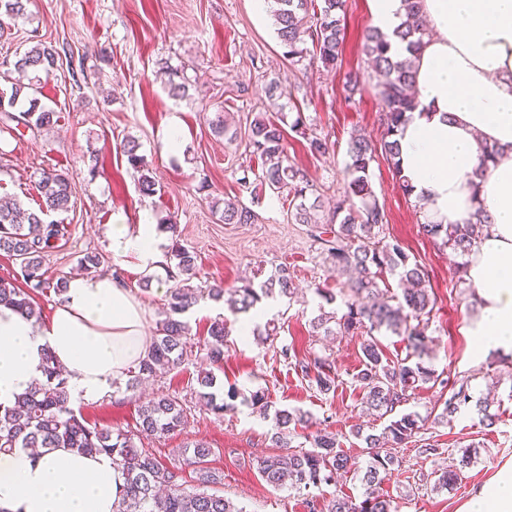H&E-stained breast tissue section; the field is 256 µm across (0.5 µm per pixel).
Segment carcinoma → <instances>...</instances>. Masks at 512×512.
Returning <instances> with one entry per match:
<instances>
[{
    "mask_svg": "<svg viewBox=\"0 0 512 512\" xmlns=\"http://www.w3.org/2000/svg\"><path fill=\"white\" fill-rule=\"evenodd\" d=\"M29 0H0V16L19 18L26 12ZM406 21L399 37L407 42L409 56L399 58L390 53L389 42L376 28L366 31L362 51L368 63L382 77L383 124L386 136L379 149L390 160L400 188L408 195L410 190L401 175L397 132L407 120V113L416 108L410 93L414 82L413 58L423 44L426 30L422 23V0H404ZM272 10L277 25L283 55L297 65L308 53L318 57L325 69L342 64L346 0H273ZM312 47H307V44ZM61 59L52 45L38 43L17 57L14 68L30 75L28 83H14L11 91L0 92V115L12 120L11 109L20 106L19 119L29 127L42 129L53 124L54 112L41 105L39 94L41 77H50ZM249 146L261 160V173L255 178L251 193L293 195L290 218L296 224H309L321 254L333 268L349 275L344 283L353 299L344 301L346 311H322L314 321L326 336H346L358 333L364 336L361 344L362 369L352 380L362 391V403L378 417L389 418V424L379 434H363V428H354V435L365 444L367 460L360 464L356 458L340 449L336 436L317 433L306 437L310 448L289 450L291 433L296 426L308 421V414L299 409L275 411L272 442L283 452L258 460L262 480L280 487L289 480L291 489L302 492L311 487L328 484L340 476L357 480L364 492L359 498L336 495L321 504L307 500L309 512H398L393 499L380 492L381 484L392 475L399 460L395 449L402 448L416 438L424 424L417 413H400L397 408L406 404L423 384L451 387L442 411L434 417L444 422L469 401L468 383L448 384L436 370L424 361L428 355L430 337L427 329L434 308L427 272L403 250L398 241L383 232L386 214L375 199L369 180L370 163L376 149L368 139L359 135L350 137L344 169L345 186L336 201L331 217L322 221L320 196L314 185L291 164L284 143L282 128L269 118H256L248 128ZM139 143L128 138L123 151L128 163L135 169L144 166L138 154ZM41 199L32 209L15 200L0 204V252L11 257L20 267L27 290L23 291L8 279H0V303L12 304L27 316L38 318L33 306V294L54 293L63 296L67 279L48 276L45 261L56 242L64 237L65 225L48 220L53 214L71 208L69 175L57 170L41 173L37 181ZM221 218L226 224H253L257 214L237 200L224 201ZM484 224L478 219L473 224L420 225V232L443 248L468 254L483 233ZM169 260L182 280L170 289L167 304L155 335L146 353L131 370L128 384L137 385L180 367L188 359L187 336L189 326L182 315L204 298L218 300L224 296L222 288L198 289L188 285L197 276V257L194 251L175 242ZM399 278L404 285L402 294L391 293L384 284V274ZM293 276L286 266L275 272L259 287L248 282L234 290L229 307L232 313H247L260 296L286 297L291 294ZM390 332L407 340L405 357L387 356L379 336ZM227 342L223 318L214 320L207 337L199 345L203 360L211 366L224 363ZM303 378L316 386L322 395L335 392L339 375L326 357L315 356L295 363ZM47 379L23 395L11 407H0V451L14 448H70L81 454L106 452L124 475V486L114 503L113 512H243L231 500L211 488L216 478L208 469L212 448L199 441L183 449L185 463L198 475L199 485L186 490L179 482V473L162 465L156 458L139 448L134 436L109 428L90 425L71 407V393L67 379L51 365ZM197 388L192 394L215 415L221 417L228 409L215 388L217 376L210 370H199ZM188 422L187 409L181 401L168 394L157 395L141 405L140 431L151 434H170ZM477 457V449L462 450L458 467L433 471L432 490H451L461 480L462 469Z\"/></svg>",
    "mask_w": 512,
    "mask_h": 512,
    "instance_id": "cac0c4a2",
    "label": "carcinoma"
}]
</instances>
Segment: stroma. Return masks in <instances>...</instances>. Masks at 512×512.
<instances>
[{
    "instance_id": "35a3bbf8",
    "label": "stroma",
    "mask_w": 512,
    "mask_h": 512,
    "mask_svg": "<svg viewBox=\"0 0 512 512\" xmlns=\"http://www.w3.org/2000/svg\"><path fill=\"white\" fill-rule=\"evenodd\" d=\"M0 38V88L10 89L16 53L30 49L38 38L68 47L81 62L76 72L60 65L43 82L39 98L57 120L42 130L0 122V196L25 205L37 200L39 172H68L71 208L61 219L67 234L46 259L51 277L78 273L86 252L104 255L99 274L119 275L142 302L149 325H156L170 288L176 284L164 267L151 274L112 252L110 226L139 223L143 213L153 221L175 216L176 232H164L165 246L181 242L197 255L199 274L192 286L223 285L231 290L243 279L262 283L279 265L294 272L292 299H262L266 318H282L274 341L261 344L229 334L224 364L217 375L230 408L215 416L191 397L202 364L192 356L162 378L132 388L118 385L91 401L78 400L74 409L92 424L138 433L137 445L164 465L179 469L184 488L197 475L183 462L182 448L206 442L213 453L209 468L218 490L245 512H308L302 496L289 488H274L256 469L260 457L273 454L272 418L252 406L255 391L265 393L271 409L298 408L312 418V431L335 434L342 450L361 455L364 443L353 426L380 433L384 420L360 412V393L351 382L362 366V336H324L313 327L323 303L320 289L338 294L345 275L333 270L318 252L309 225L287 218L290 196L253 198L241 184L245 172L258 168L247 134L253 118L281 119L287 128L288 154L318 189L324 213L343 192L347 143L360 134L380 144L383 103L380 76L362 52V34L371 24L364 0H348L346 40L341 66L324 69L316 59L292 64L283 55L271 15L259 14L254 0H30L25 16L5 19ZM176 69L188 86L185 98L172 99L164 85L167 69ZM359 76L363 91L348 97L345 86ZM280 81L283 94L269 98L266 87ZM225 109L236 140L215 136L209 126L217 109ZM303 119L307 133L326 139L327 154H312L293 128ZM177 124L183 143L177 153L164 148L170 124ZM140 144L155 183L153 194L140 190L142 174L123 154V142ZM98 156L96 175L85 161ZM375 197L383 207L387 235L398 239L410 258L429 274L435 306L427 334L429 362L437 372L468 382L470 404L461 406L450 422L427 423L424 438L453 450L479 448L476 463L463 470L451 490L422 488L409 493L408 483L433 464L414 448L400 449V467L383 485L400 512H460L461 506L498 469L512 464V350L488 347L475 351L471 328L482 318L471 296L459 285L460 256L440 248L419 231L427 217L414 198L404 195L385 154L376 153L369 168ZM240 200L258 215L252 224H227L219 210L226 199ZM290 357H282L281 347ZM313 354L328 356L341 378L335 394L311 389L294 369L293 360ZM179 397L190 410L187 425L169 435L138 432L139 409L154 395ZM492 401L499 421L485 428L476 400Z\"/></svg>"
}]
</instances>
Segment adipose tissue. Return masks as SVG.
I'll list each match as a JSON object with an SVG mask.
<instances>
[{
    "mask_svg": "<svg viewBox=\"0 0 512 512\" xmlns=\"http://www.w3.org/2000/svg\"><path fill=\"white\" fill-rule=\"evenodd\" d=\"M374 27L394 55L403 0H364ZM432 30L415 61L417 107L397 138L402 173L429 222L487 223L468 255L466 280L483 318L477 349L512 348V0H424ZM497 151L482 160L484 146ZM112 251L153 272L162 240L140 220L110 229ZM141 303L110 276L76 275L43 323L0 304V404L44 380L46 362L60 365L73 399L88 401L144 357L149 338ZM124 478L106 453L69 448L0 452V512H112ZM461 512H512V465Z\"/></svg>",
    "mask_w": 512,
    "mask_h": 512,
    "instance_id": "1",
    "label": "adipose tissue"
}]
</instances>
